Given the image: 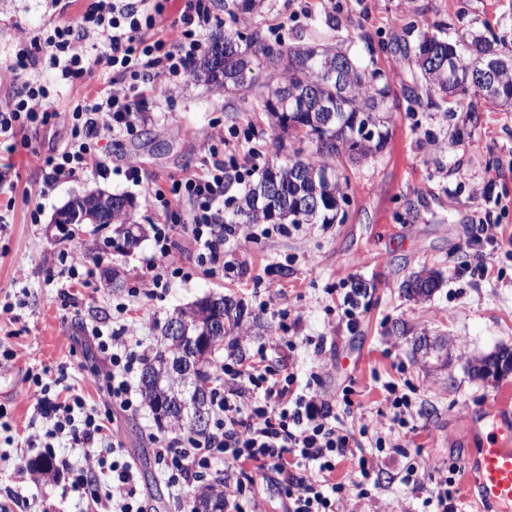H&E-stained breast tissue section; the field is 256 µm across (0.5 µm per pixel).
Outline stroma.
Here are the masks:
<instances>
[{
	"label": "stroma",
	"instance_id": "1",
	"mask_svg": "<svg viewBox=\"0 0 512 512\" xmlns=\"http://www.w3.org/2000/svg\"><path fill=\"white\" fill-rule=\"evenodd\" d=\"M88 3L71 0L63 11L52 0H0V107L20 85L6 70L19 34L44 35L75 20ZM214 9L222 20L207 30L206 42L232 28L247 33L257 27L289 44L341 47L360 65L387 72V142L361 162L344 153L337 157L336 168L349 184L343 223L306 224L286 236L273 231L255 242L232 239L225 250L238 269L217 276L198 263L193 239L177 233L175 256L183 277L157 296L133 297L129 288L148 275L151 235L129 255L106 249L89 224L64 240L52 224L58 209L75 196L102 190L129 197L133 223L147 227L161 220L150 192L169 190L185 175L204 171L211 128L224 132L225 160L246 167L255 146L284 158L300 148L299 139L272 129L265 113L240 111V91L193 76L171 98L163 79L145 85L150 110L134 133L109 142L107 176L80 173L43 193V174L27 164V153L63 148L70 132L54 125L29 134L28 147L12 157L14 206L0 229V512H88L89 496L72 489L71 476L53 472L33 482L22 474L30 461L50 452L70 458L75 467L84 465L69 437L54 439L48 449L25 444L26 436L45 429L29 396V377L84 389L89 405L105 411V386H84L91 374L104 378L109 372L89 327L128 324L153 347L175 310L210 294L242 300L257 318L241 340L243 350L279 335L284 310L297 320L295 335L325 337L322 353L301 344L280 363L296 369L302 381L323 371L325 393L349 395L354 413L378 418L388 409L386 383L408 387L420 412L406 435L410 452L443 465L457 463L463 512H500L481 499L473 461L483 437L496 427L494 419L482 418L483 407L497 397L512 404V374L484 380L474 376L473 367L496 348L512 347V110L468 97L448 112L433 106L409 110L404 91L421 84V74L384 47L463 29L491 30L512 46V0H263L259 12L238 23L224 17V0H214ZM37 77L61 110L106 87L110 73L98 65L72 83L57 82L47 68ZM130 167L140 170L141 185L126 180ZM486 210L499 224L500 243L484 250L487 276L473 278L461 269L474 249L470 227ZM66 251L83 262L80 280L72 285L62 275ZM111 267L123 270L122 287L104 279L103 270ZM429 271L439 274L440 287L426 298L406 296L403 282ZM358 282L365 287V310L350 329L339 324L338 306ZM121 303L126 312H118ZM459 336L464 345L456 344ZM423 337H442L447 344L434 356L418 349ZM114 427L123 456L137 464L146 512H185L202 483L170 486L152 455V438L170 435V426L158 424L144 405L118 415Z\"/></svg>",
	"mask_w": 512,
	"mask_h": 512
}]
</instances>
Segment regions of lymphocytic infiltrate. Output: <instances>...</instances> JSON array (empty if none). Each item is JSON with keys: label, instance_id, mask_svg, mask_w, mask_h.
<instances>
[{"label": "lymphocytic infiltrate", "instance_id": "obj_1", "mask_svg": "<svg viewBox=\"0 0 512 512\" xmlns=\"http://www.w3.org/2000/svg\"><path fill=\"white\" fill-rule=\"evenodd\" d=\"M169 0H91L75 21L55 26L41 38L20 40L10 70L24 79L21 89L0 110V148L16 152L20 134L63 124L70 140L58 152L30 151L29 162L44 174L45 187L87 169L108 173V157L100 151L101 140L132 133L149 110L143 92L146 83L163 78L168 91L179 87L198 55L204 53V33L213 17L204 0H185L177 18L170 23L168 38H152L163 20ZM103 51L90 56V45ZM103 63L112 72L108 87L95 97L60 111L54 108L46 84L34 79L39 68L56 70L60 79L83 78L92 63ZM204 172L176 181L170 191H155L163 222L154 225L156 254L148 265L149 276L139 286L151 295L168 287L179 270L169 260L176 228H184L199 246L198 260L211 274L225 270L224 245L238 236L258 239V232L244 224L220 220L224 202L226 165L219 151ZM132 327L91 331L97 351L108 360L107 394L116 413L139 409L128 376L145 362L147 349H133ZM293 336L273 337L250 358L230 347L222 362L214 365L217 381L212 390L215 429L199 435L177 426L174 437H157L152 452L157 470L168 483L212 477L214 491L223 494L228 512H248L257 480L276 486L286 502L285 512H368L375 507L371 493L374 477L373 450L386 451L390 459L409 457L401 436L414 413L411 400L387 383L390 425L380 430L373 420L361 417L344 422L335 402L317 400L321 383L318 373L306 381L297 374H283L272 357L295 350ZM29 393L38 410L49 418L44 432L51 440L68 436L85 460L83 470H74L69 458L51 457L50 465L60 472H73L72 486L83 490L88 475L109 468L112 487L92 494L100 512H144L135 483L133 464L120 458L122 446L99 413L87 407L77 394L52 393L41 379H33ZM402 481L417 484L428 477L431 486L423 500L431 512H459L454 475L457 465L442 466L425 458H409ZM348 463L350 477L336 482L332 474L339 463Z\"/></svg>", "mask_w": 512, "mask_h": 512}]
</instances>
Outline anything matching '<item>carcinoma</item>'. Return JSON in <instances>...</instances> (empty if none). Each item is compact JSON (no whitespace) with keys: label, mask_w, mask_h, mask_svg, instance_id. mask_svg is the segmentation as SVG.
I'll return each mask as SVG.
<instances>
[{"label":"carcinoma","mask_w":512,"mask_h":512,"mask_svg":"<svg viewBox=\"0 0 512 512\" xmlns=\"http://www.w3.org/2000/svg\"><path fill=\"white\" fill-rule=\"evenodd\" d=\"M254 9L257 0H224V13L235 20L243 6ZM401 59L418 66L425 88L409 89L406 100L417 106L430 92L443 94L452 104L457 96L473 97L501 108L512 109V49L505 41L471 31L457 39L424 35L416 45L395 44ZM269 68L264 91L242 98V111L261 110L273 129L305 133L308 152L297 150L281 162L252 168L245 175L224 173V205L232 213L226 224H334L348 203L345 187L334 162L341 152L364 157L382 147L386 134L380 130V106L390 92L388 79L379 70L359 65L338 47L285 45L270 42L259 29L249 34L226 33L214 40L199 72L217 87L233 84L252 88V59ZM497 64L493 75L485 71ZM250 178L240 197L234 190ZM89 211L99 228L112 225L134 245L142 238L140 225L129 220L121 196L95 194ZM439 281L434 274L417 275L403 282L409 296H428ZM242 304L224 295L208 296L189 308L184 335L197 337L224 318L232 321L224 336L204 349L188 351L169 338L162 328L160 348L148 360L139 379L140 392L154 414L172 425L185 424L196 433L210 428L211 388L207 367L212 354L237 341L242 327ZM190 512H217L224 496L202 492L189 504Z\"/></svg>","instance_id":"cac0c4a2"}]
</instances>
